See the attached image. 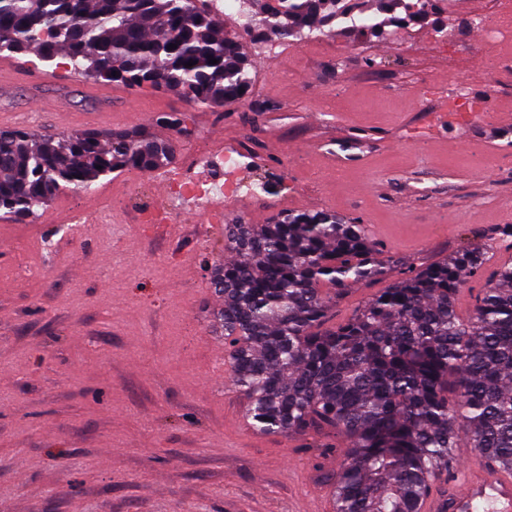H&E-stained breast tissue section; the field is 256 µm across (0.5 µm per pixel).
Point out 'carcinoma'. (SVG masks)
I'll return each mask as SVG.
<instances>
[{"label": "carcinoma", "mask_w": 512, "mask_h": 512, "mask_svg": "<svg viewBox=\"0 0 512 512\" xmlns=\"http://www.w3.org/2000/svg\"><path fill=\"white\" fill-rule=\"evenodd\" d=\"M253 42H300L336 24L386 40L393 29L448 26V0H244ZM176 48L170 50L168 46ZM65 59L74 72L245 104L251 60L197 0H0V52ZM218 63H212V60ZM195 65L187 68L185 64ZM118 75H113V72ZM188 117L156 123L191 135ZM173 143L142 131L38 135L0 130V215L34 218L58 193L112 173L160 172ZM211 286L221 304L234 385L262 434L347 443L324 471L334 512H419L450 469L462 433L476 458L512 468V264L500 265L468 314L457 297L483 265L462 254L409 269L341 322L332 310L354 283L401 268L366 227L334 213L288 212L267 224L228 222Z\"/></svg>", "instance_id": "cac0c4a2"}]
</instances>
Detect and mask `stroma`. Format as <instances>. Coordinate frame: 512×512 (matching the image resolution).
I'll use <instances>...</instances> for the list:
<instances>
[{"mask_svg": "<svg viewBox=\"0 0 512 512\" xmlns=\"http://www.w3.org/2000/svg\"><path fill=\"white\" fill-rule=\"evenodd\" d=\"M484 30L430 26L363 40L335 26L294 45H246L252 112L95 81L33 53L0 62L40 82L0 89V110L55 134L145 128L176 157L229 140L241 168L227 216L265 224L324 209L379 226L410 268L466 250L488 274L511 259L489 230L512 205V70L482 59ZM483 107L468 125L442 112L460 88ZM59 101L37 112L35 99ZM189 117L191 136L154 125ZM280 180L253 195L255 177ZM164 205L156 175L100 178L37 219L0 218V512H319L336 459L303 437L251 429L213 318L211 267L224 226L183 201L175 226L136 224L134 195ZM100 224L49 223L85 210Z\"/></svg>", "mask_w": 512, "mask_h": 512, "instance_id": "35a3bbf8", "label": "stroma"}]
</instances>
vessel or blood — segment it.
<instances>
[{
    "instance_id": "b4317fda",
    "label": "vessel or blood",
    "mask_w": 512,
    "mask_h": 512,
    "mask_svg": "<svg viewBox=\"0 0 512 512\" xmlns=\"http://www.w3.org/2000/svg\"><path fill=\"white\" fill-rule=\"evenodd\" d=\"M421 512H512V471L493 460L469 461L457 449L447 477L434 482Z\"/></svg>"
}]
</instances>
